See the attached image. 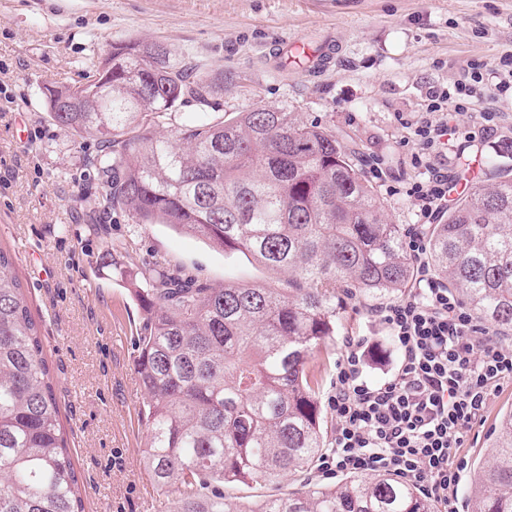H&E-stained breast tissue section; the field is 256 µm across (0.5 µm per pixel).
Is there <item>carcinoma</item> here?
Returning <instances> with one entry per match:
<instances>
[{
	"instance_id": "obj_1",
	"label": "carcinoma",
	"mask_w": 512,
	"mask_h": 512,
	"mask_svg": "<svg viewBox=\"0 0 512 512\" xmlns=\"http://www.w3.org/2000/svg\"><path fill=\"white\" fill-rule=\"evenodd\" d=\"M92 79L44 97L53 123L99 140L101 203L249 253L288 287L214 286L180 268L141 269L138 373L150 426L144 464L170 512H433L385 472L254 503L213 483H265L311 470L326 448L317 359L336 336V299L401 293L415 279L405 233L388 223L355 152L284 107L181 118L193 80L157 44L127 40L91 60ZM427 260L481 322L512 335V168L483 173L427 230ZM474 475L467 512H512V409ZM59 406L11 257L0 249V512H83Z\"/></svg>"
}]
</instances>
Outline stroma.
<instances>
[{
	"mask_svg": "<svg viewBox=\"0 0 512 512\" xmlns=\"http://www.w3.org/2000/svg\"><path fill=\"white\" fill-rule=\"evenodd\" d=\"M158 42L192 78H220L214 109L287 106L307 124L335 130L357 148L388 221L411 229L416 209L406 190L421 179L411 122L426 114L432 89L464 83L482 65L456 134L435 163L449 178L498 163L512 141V91L491 94L501 62L512 55V0H0V81L13 96L0 112V249L9 252L37 322L59 404V419L79 478L85 512H162L173 495L155 485L143 462L149 430L137 370L144 315L129 288L148 263L183 268L213 285H287L243 252L225 253L165 224H138L120 210L101 211L91 160L94 137L72 138L46 116L43 89L74 86L85 60L112 44ZM329 44L319 72L279 66L276 45ZM494 113L492 125L481 115ZM392 296L347 302L319 398L333 390L348 336L374 348L367 377L396 353L375 309ZM512 409V382L491 394L483 422L461 454L459 500L492 455L499 416ZM339 473H295L269 484L225 486L229 501H257L298 491Z\"/></svg>",
	"mask_w": 512,
	"mask_h": 512,
	"instance_id": "1",
	"label": "stroma"
}]
</instances>
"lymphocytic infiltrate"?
<instances>
[{"mask_svg": "<svg viewBox=\"0 0 512 512\" xmlns=\"http://www.w3.org/2000/svg\"><path fill=\"white\" fill-rule=\"evenodd\" d=\"M463 94L431 99L430 118L417 122L414 163L424 177L408 190L422 225L448 208V175L432 159L448 147L454 113L465 111ZM408 235L406 251L417 267L413 292L380 310L399 352L392 374L368 380L363 371L367 337L349 336L328 399L334 438L321 469L387 471L419 486L444 512H460L459 452L485 416L492 392L512 381V346L482 331L472 312L429 275L426 236Z\"/></svg>", "mask_w": 512, "mask_h": 512, "instance_id": "lymphocytic-infiltrate-1", "label": "lymphocytic infiltrate"}]
</instances>
